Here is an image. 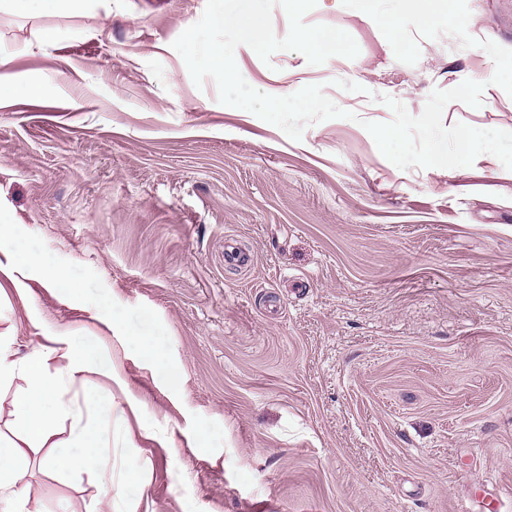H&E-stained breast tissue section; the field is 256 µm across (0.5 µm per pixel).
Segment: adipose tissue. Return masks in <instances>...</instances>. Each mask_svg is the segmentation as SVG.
I'll use <instances>...</instances> for the list:
<instances>
[{
	"label": "adipose tissue",
	"instance_id": "adipose-tissue-1",
	"mask_svg": "<svg viewBox=\"0 0 512 512\" xmlns=\"http://www.w3.org/2000/svg\"><path fill=\"white\" fill-rule=\"evenodd\" d=\"M16 227L0 219V274L4 275L20 296L31 292L27 274H36L42 286L62 278L59 270L37 264L13 247ZM14 332L0 333V384L22 376L27 387L13 400V416L21 428L18 439H0V512H29L27 500L15 489V475L28 461V452L47 442L54 433L57 416L67 412L64 400L79 373L97 362L95 352L69 342L64 336L51 337L49 344L36 348L18 359L13 350ZM53 470L80 469L100 475L103 491H111L112 477L103 455L101 435L91 426H76L69 449L44 460Z\"/></svg>",
	"mask_w": 512,
	"mask_h": 512
}]
</instances>
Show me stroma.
I'll use <instances>...</instances> for the list:
<instances>
[{
    "label": "stroma",
    "instance_id": "1",
    "mask_svg": "<svg viewBox=\"0 0 512 512\" xmlns=\"http://www.w3.org/2000/svg\"><path fill=\"white\" fill-rule=\"evenodd\" d=\"M205 4L0 11V54L44 87L0 108V210L65 276L8 292L0 332L20 358L48 333L100 355L58 440L105 403L112 512H463L482 485L512 512V170H402L363 127L392 121L384 97L417 115L471 79L481 106L449 103L444 126L512 131L482 47L512 49V0H467L476 47L422 37L413 65L342 0L303 22L348 32L355 59L239 46L255 89L319 85L358 116L298 141L194 84L172 43ZM228 238L248 267L225 265ZM48 453L17 475L31 512L101 499L99 476Z\"/></svg>",
    "mask_w": 512,
    "mask_h": 512
}]
</instances>
